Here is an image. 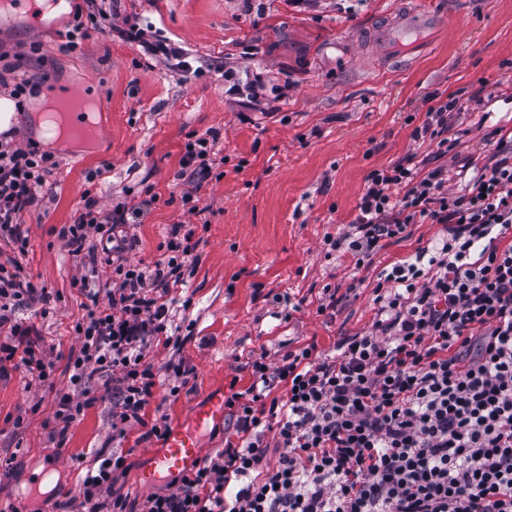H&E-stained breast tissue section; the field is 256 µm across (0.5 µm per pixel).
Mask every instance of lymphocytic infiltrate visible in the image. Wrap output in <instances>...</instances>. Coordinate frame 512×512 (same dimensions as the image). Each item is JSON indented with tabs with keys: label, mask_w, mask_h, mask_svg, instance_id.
Returning a JSON list of instances; mask_svg holds the SVG:
<instances>
[{
	"label": "lymphocytic infiltrate",
	"mask_w": 512,
	"mask_h": 512,
	"mask_svg": "<svg viewBox=\"0 0 512 512\" xmlns=\"http://www.w3.org/2000/svg\"><path fill=\"white\" fill-rule=\"evenodd\" d=\"M67 49L89 31L142 39L131 19L112 22L103 6L74 9ZM455 94L437 100L413 131L435 142L438 155L455 148L448 114ZM216 137L188 140L179 176L191 204L211 174ZM55 162L36 143L0 140V240L29 247L18 217L43 194ZM356 217L328 236V252L364 266L385 242L401 240L414 224L431 221L445 234L414 260L384 271L374 289L376 318L369 331L337 340L332 353L309 343L278 365L247 362L251 383L224 401L233 437L214 458L173 480L136 510L116 488L128 466L124 455L87 469L81 501L70 512H512V144L498 141L491 165L461 192L448 188L437 166L419 175L413 157L372 170ZM74 223L59 236L85 252L97 236L112 256L107 305L92 304L73 330L81 346L69 352L72 391L58 394L53 419L70 425L89 406L88 383L112 385V433L139 429L142 439L164 438L166 419L145 409L162 377L187 385L181 362L156 367L153 344L184 342L169 314L170 293L182 269L195 262V231L170 225L154 267L132 261L137 237L127 229L129 209L102 208L90 192ZM19 262L0 264V374L20 361L49 384L55 363L17 313L49 302ZM284 387L285 398L274 397ZM276 429L278 464L265 466V432Z\"/></svg>",
	"instance_id": "1"
}]
</instances>
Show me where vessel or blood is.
<instances>
[{"instance_id":"1","label":"vessel or blood","mask_w":512,"mask_h":512,"mask_svg":"<svg viewBox=\"0 0 512 512\" xmlns=\"http://www.w3.org/2000/svg\"><path fill=\"white\" fill-rule=\"evenodd\" d=\"M51 0H12L15 15L24 17L32 32L42 33V13ZM437 16L425 9L395 14L374 34L380 51L394 59L416 57L424 48ZM224 415L223 397H213L196 409L190 426L173 430L162 447L154 449L144 477L154 483L171 474L186 472L199 466L202 456L198 443V430L206 423L220 420Z\"/></svg>"}]
</instances>
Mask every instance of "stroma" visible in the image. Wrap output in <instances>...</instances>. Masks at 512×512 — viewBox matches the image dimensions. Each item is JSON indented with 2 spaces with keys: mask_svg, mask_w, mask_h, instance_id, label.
<instances>
[{
  "mask_svg": "<svg viewBox=\"0 0 512 512\" xmlns=\"http://www.w3.org/2000/svg\"><path fill=\"white\" fill-rule=\"evenodd\" d=\"M420 0H112L115 23L135 20L144 43L91 33L80 51L62 46L68 15L42 35L23 23L0 25V50L15 55L18 73H37L30 44L50 68L46 90L102 84L109 105L89 144L58 142L50 192L20 218L29 230L25 256L0 241V263L19 257L33 282L52 294L53 314L40 305L19 310L46 347H79L73 332L86 296L77 283L87 269L58 236L73 223L85 189L100 206L131 205L152 190L155 203L130 215L139 246L134 261L154 265L169 224L196 225L198 260L176 288L175 322L189 327L180 349L155 346V365L183 361L192 373L178 394L157 389L147 419L188 425L213 394L244 390L247 361L276 364L310 342L332 352L336 340L370 329L379 273L441 237L439 224H416L407 238L386 243L364 267L350 256H326L323 240L357 214L366 177L407 155L435 154V143L412 136L423 123L431 93L467 89L462 109L448 115L454 152L437 156L459 192L489 162L499 136L512 134V0H437L443 25L422 57L389 64L371 41L378 25ZM153 44L182 47L179 57L150 52ZM260 78V108L242 111L240 90ZM215 132L223 164L198 192L199 214H188L178 177L188 139ZM94 182H87L88 174ZM338 302L317 307L325 288ZM286 294L296 312L273 302ZM56 370L53 387L24 367L0 380V512H60L80 497L81 478L99 465L102 446L126 455L123 489L144 501L140 475L158 440L138 431L113 439L109 391L89 385L93 399L64 437L53 436L57 392L71 391ZM45 473L35 483L37 473Z\"/></svg>",
  "mask_w": 512,
  "mask_h": 512,
  "instance_id": "1",
  "label": "stroma"
}]
</instances>
